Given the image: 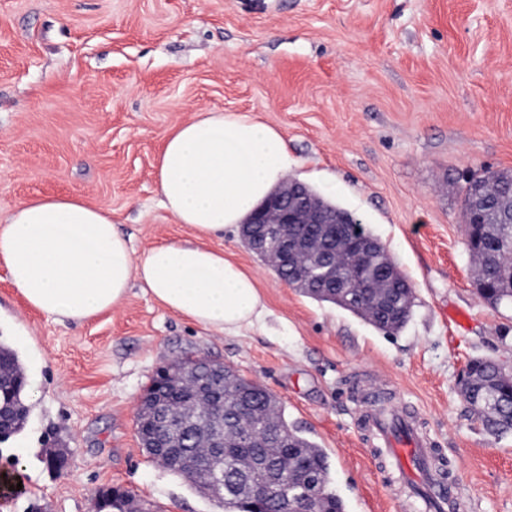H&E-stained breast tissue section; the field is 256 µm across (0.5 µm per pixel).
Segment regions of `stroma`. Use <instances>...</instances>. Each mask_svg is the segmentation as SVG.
I'll use <instances>...</instances> for the list:
<instances>
[{"label":"stroma","mask_w":512,"mask_h":512,"mask_svg":"<svg viewBox=\"0 0 512 512\" xmlns=\"http://www.w3.org/2000/svg\"><path fill=\"white\" fill-rule=\"evenodd\" d=\"M202 110L250 112L322 191L384 245L412 287L387 334L288 286L237 230L217 247L253 274L269 314L239 335L169 311L139 285L87 322L29 306L0 266V342L28 415L0 440L22 488L0 512H92L130 492L150 512H223L160 466L137 433L157 370L205 355L255 381L323 448L346 512H405L360 416L392 384L460 479L463 512H512V434L489 435L458 379L477 357L512 371V307L477 292L464 189L512 171V0H0V220L36 196L112 210L136 251L191 238L157 199L168 134ZM63 452L68 469L45 459Z\"/></svg>","instance_id":"stroma-1"}]
</instances>
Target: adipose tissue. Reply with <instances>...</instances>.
<instances>
[{
  "instance_id": "obj_1",
  "label": "adipose tissue",
  "mask_w": 512,
  "mask_h": 512,
  "mask_svg": "<svg viewBox=\"0 0 512 512\" xmlns=\"http://www.w3.org/2000/svg\"><path fill=\"white\" fill-rule=\"evenodd\" d=\"M284 136L249 112L202 111L177 126L157 159L160 203L194 235L136 252L112 211L41 197L0 223V265L28 305L83 322L118 307L131 284L216 333L237 335L268 313L255 277L214 239L242 223L293 167Z\"/></svg>"
}]
</instances>
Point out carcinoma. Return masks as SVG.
<instances>
[{
	"mask_svg": "<svg viewBox=\"0 0 512 512\" xmlns=\"http://www.w3.org/2000/svg\"><path fill=\"white\" fill-rule=\"evenodd\" d=\"M480 185L490 199L506 207L512 204V174L496 172L468 182L464 190V212L472 206L473 187ZM492 223L481 225L478 246L468 245L480 260L478 291L489 305L498 307L512 304V223L499 224L496 216ZM292 266L303 269L314 284L306 295L321 302L366 318L379 330L391 333L408 322L411 308L401 309L389 318L383 310L371 305L370 299L359 288L362 272L368 278L385 281L391 273L403 282L407 278L400 272L387 252L383 251L362 262L344 261L336 265L333 274H321L317 255L300 251ZM184 365H197L192 358L178 359L171 365L175 373L173 393L166 398L171 415L168 437L171 446L181 453L182 461L169 470L191 483L224 507V512H257L249 483L261 478L269 480L277 463L286 461L302 471V479L281 490L277 499L265 505L276 510L295 497L314 503L323 512H344L339 495L331 489L329 464L325 451L309 440L295 426L288 423L279 402L262 386L227 369L224 377V457H209L201 449L202 436L211 432L214 422L208 411L198 406L187 409L192 397L184 386ZM469 379L460 395L480 419L484 429L502 436L512 431V375L491 358H474L467 364ZM22 376L18 358L13 350L0 343V410H21L11 432L22 429L27 418L24 389L18 385ZM154 424L145 419L139 424V434L146 453L160 459L161 451L149 447Z\"/></svg>",
	"mask_w": 512,
	"mask_h": 512,
	"instance_id": "1",
	"label": "carcinoma"
}]
</instances>
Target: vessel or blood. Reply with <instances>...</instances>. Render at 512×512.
Here are the masks:
<instances>
[{
    "mask_svg": "<svg viewBox=\"0 0 512 512\" xmlns=\"http://www.w3.org/2000/svg\"><path fill=\"white\" fill-rule=\"evenodd\" d=\"M364 422L378 441L385 471L415 499L418 512H461L462 489L435 467L433 443L413 408L387 406L368 413Z\"/></svg>",
    "mask_w": 512,
    "mask_h": 512,
    "instance_id": "vessel-or-blood-1",
    "label": "vessel or blood"
}]
</instances>
